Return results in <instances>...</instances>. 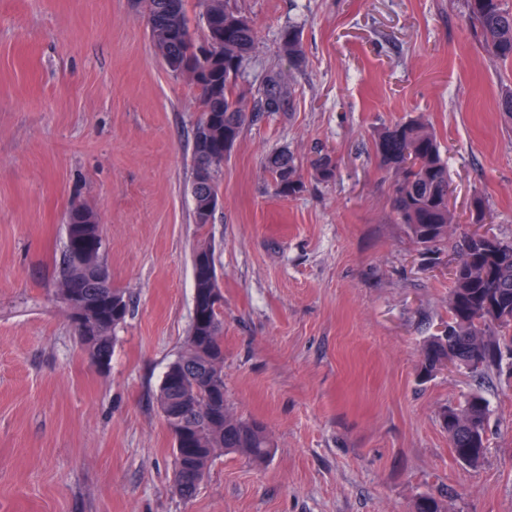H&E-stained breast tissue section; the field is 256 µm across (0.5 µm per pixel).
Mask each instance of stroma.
<instances>
[{"label": "stroma", "instance_id": "1", "mask_svg": "<svg viewBox=\"0 0 512 512\" xmlns=\"http://www.w3.org/2000/svg\"><path fill=\"white\" fill-rule=\"evenodd\" d=\"M258 30L239 79L249 118L206 230L193 217V85L157 54L139 0H0V512H512V356L476 387L420 374L448 326L454 243L425 250L391 206L378 129L428 118L458 232L512 238V63L479 48L465 0H237ZM302 31L305 61L279 49ZM287 75L281 111L258 91ZM294 154L306 189L264 160ZM336 163L315 179L317 153ZM490 217L473 222L475 203ZM98 216L112 286L131 299L96 366L56 296L71 204ZM209 240L224 295V398L262 421L263 465L218 455L197 494L173 483L157 405L193 316ZM490 404L485 460L459 462L443 410ZM266 166L274 179V188L281 196H296L306 188L293 155L288 151L273 153L267 157Z\"/></svg>", "mask_w": 512, "mask_h": 512}]
</instances>
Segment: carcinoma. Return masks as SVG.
Wrapping results in <instances>:
<instances>
[{
    "instance_id": "obj_1",
    "label": "carcinoma",
    "mask_w": 512,
    "mask_h": 512,
    "mask_svg": "<svg viewBox=\"0 0 512 512\" xmlns=\"http://www.w3.org/2000/svg\"><path fill=\"white\" fill-rule=\"evenodd\" d=\"M220 15L211 27H202V41L211 43L208 66L196 97L200 119L194 132V166L205 157L224 158V139L236 143L247 119L244 95L237 80L249 60L257 31L231 0H219ZM152 42L157 44L167 68L176 72L197 65L199 40L185 36L189 22L185 0H144ZM480 45L497 62H512V6L507 0H465ZM280 50L295 65L305 61L300 30L290 26L281 31ZM285 76L272 73L259 91L264 110L278 112L283 106ZM374 153L394 178L392 208L415 241L431 247L444 244L454 234L455 215L448 160L443 157L436 132L422 117L396 122L380 130ZM266 166L281 196H296L306 188L293 155L286 151L267 157ZM314 176L330 181L336 165L324 154L311 163ZM219 196V180L213 177L193 197L198 217L210 201ZM65 251L59 279L62 286L84 295L82 320L75 325L81 343L92 360L105 366L112 357L115 330L130 312L126 294L114 288H98L92 272L75 264L72 249H82L98 260L104 259V243L95 213L74 203L68 210ZM470 236L460 242L459 267L452 278L448 296V335L427 340L422 348V372L433 375L455 354L461 361L476 360L483 377L499 366L502 358L499 332L512 321L499 318V308L512 310V239H501L504 248L481 251L469 245ZM194 315L177 358L162 380L158 404L175 441L174 485L179 494L192 498L198 489L196 476L207 474L214 457L223 452L238 453L262 463L273 453L274 441L264 424L236 414L224 404V336L221 308L209 298L219 288L213 249L199 243L193 253ZM489 404L478 392L470 394L457 408L442 414L451 447L462 463L476 467L486 451V423Z\"/></svg>"
}]
</instances>
